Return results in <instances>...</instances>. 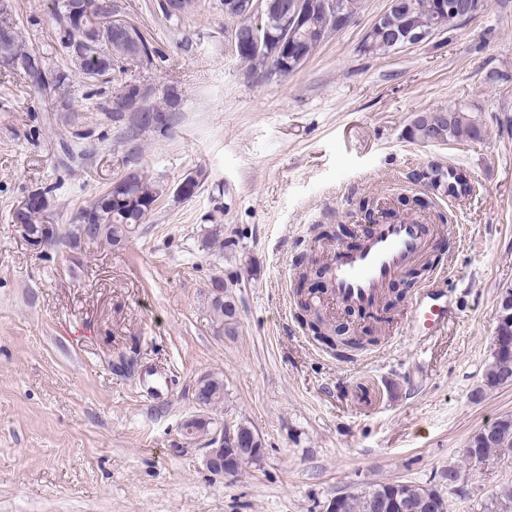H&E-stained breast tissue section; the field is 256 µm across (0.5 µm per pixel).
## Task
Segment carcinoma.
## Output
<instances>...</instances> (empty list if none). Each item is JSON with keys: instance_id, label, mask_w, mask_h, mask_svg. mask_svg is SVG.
I'll list each match as a JSON object with an SVG mask.
<instances>
[{"instance_id": "1", "label": "carcinoma", "mask_w": 512, "mask_h": 512, "mask_svg": "<svg viewBox=\"0 0 512 512\" xmlns=\"http://www.w3.org/2000/svg\"><path fill=\"white\" fill-rule=\"evenodd\" d=\"M336 11L319 12L309 18L312 28H324L328 32L338 30L336 13L343 12L349 17L357 15L363 0H335ZM437 0H396V6L386 17L387 34L403 33L413 27H418L435 14ZM59 19L66 26V49L82 74L88 76H105L115 70L117 59L112 55L111 39L108 34H101L98 46L101 53L96 54L83 48L74 40L73 29L77 28L70 18V0H58ZM318 49V44L304 37L289 46L288 61L293 57L304 55L311 57ZM0 55L5 56L6 66L23 71L36 89L44 85L43 65L39 57L31 54L14 39L7 46H0ZM244 65L253 71L270 73L276 67V61L266 53L246 48L241 55ZM163 105H147L137 115V128L147 129L153 126V115L167 109L177 107L176 92H162ZM410 139L423 145H446L462 138L479 140L483 128L474 118L470 109L462 104L441 106L417 112L408 128ZM410 179L422 183L433 180L431 188L441 195L459 196L473 188L467 172L461 168L448 169L444 166L431 165L426 169L413 172ZM124 202L112 201V193L105 192L90 206L80 210L76 224L68 230L67 238L75 241L87 239L91 242L104 241L117 245L128 239L130 227L144 223L146 217L154 209V202L161 195L160 187L141 176L134 180L129 187L119 192ZM32 204L28 214V234L33 237L37 246L54 245L58 236L52 227L41 223L40 216L46 207V192L31 194ZM299 308V319L307 327L313 337L325 342L336 355L349 356V353L361 350L375 342L370 336L362 338L347 335L342 326L333 329L324 327V321L319 310L314 306L313 295L302 288L296 291ZM232 306L234 301L229 295H224V303H212V309L217 318L226 321L224 331L229 335L236 332V324L230 322L233 318ZM484 385L489 388L512 386V288L502 289L498 301L497 325L493 336L491 362L485 373ZM202 393L211 402L213 409L224 404V381L218 377L208 376ZM470 451L461 453L460 459L448 463L443 473L449 476L453 485L465 480L467 465L483 462L490 456L496 455L501 459L512 458V415L499 417L494 422L483 426L469 440ZM399 496L409 500L414 505V512H448L447 504L441 492L434 486L420 485L412 482L391 481L373 485L369 488L350 493L339 505L337 512H394L391 508L394 497ZM486 512H512V484L500 487L492 495L486 505Z\"/></svg>"}]
</instances>
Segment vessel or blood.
<instances>
[{"label":"vessel or blood","mask_w":512,"mask_h":512,"mask_svg":"<svg viewBox=\"0 0 512 512\" xmlns=\"http://www.w3.org/2000/svg\"><path fill=\"white\" fill-rule=\"evenodd\" d=\"M431 231L416 218L376 225L360 249L343 253L334 262L332 301L345 309L376 306L390 279L423 258ZM435 284V279L426 280L412 298L403 318L408 333L430 338L445 329L446 309L433 295Z\"/></svg>","instance_id":"obj_1"}]
</instances>
